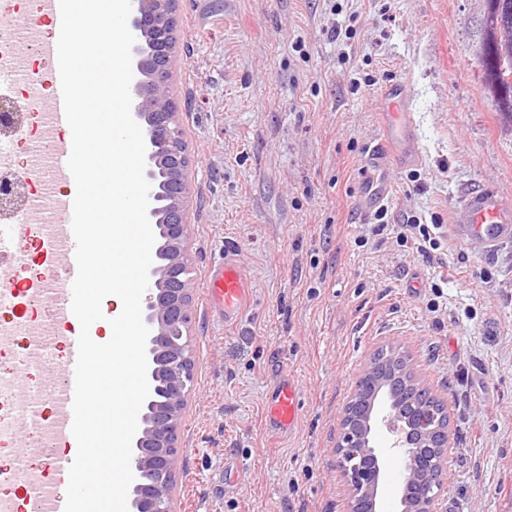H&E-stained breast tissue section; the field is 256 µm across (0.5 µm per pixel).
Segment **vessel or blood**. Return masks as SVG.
Segmentation results:
<instances>
[{
  "instance_id": "1",
  "label": "vessel or blood",
  "mask_w": 512,
  "mask_h": 512,
  "mask_svg": "<svg viewBox=\"0 0 512 512\" xmlns=\"http://www.w3.org/2000/svg\"><path fill=\"white\" fill-rule=\"evenodd\" d=\"M380 95L385 102V110L379 115L381 141L367 151L359 182L358 206L365 213L385 205L392 192L389 180L392 168L413 167L422 160L411 112L408 81L393 80L381 89ZM70 151L71 143L67 140L49 147L47 162L52 179L72 183L73 178L67 167ZM73 200L74 196L70 193L50 198L51 210L62 215L64 221L47 225L42 239L44 257L54 261L47 288L52 301L51 320L64 328L75 321L71 312L72 283L77 274L76 244L71 222ZM454 220L464 225L467 239L479 241L485 249L512 240V202L504 200L494 190L482 188L469 192L455 211ZM205 293L207 308L212 313L226 311L240 315L246 311L252 290L233 255H225L224 259L209 268ZM66 343L70 354L63 365L60 384L51 393L54 410L51 429L57 440L70 443L74 440L71 425L77 339L67 337ZM296 406V388L292 381H284L266 405L265 416L271 431L283 433L293 430ZM75 457L72 451L53 457L41 477L25 482L27 512H64L65 500L55 493L54 486L58 481L67 479Z\"/></svg>"
}]
</instances>
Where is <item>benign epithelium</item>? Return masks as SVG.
Returning a JSON list of instances; mask_svg holds the SVG:
<instances>
[{
    "mask_svg": "<svg viewBox=\"0 0 512 512\" xmlns=\"http://www.w3.org/2000/svg\"><path fill=\"white\" fill-rule=\"evenodd\" d=\"M132 2V116L146 144L145 175L151 185L148 217L157 247L142 307L150 329L146 343L150 394L132 442L134 481L129 488V512H172L177 433L194 368L190 322L195 281L187 275L191 265L186 219L190 154L169 95L176 60V0ZM391 374L397 375L394 367L370 358L358 381L374 379L372 399L360 407L355 390L343 410L335 456L348 488V512H377L383 454L375 447L374 435L381 427L389 437L387 451L406 467L403 512H443L439 452L451 444L453 426L435 407L410 394L402 392L390 398Z\"/></svg>",
    "mask_w": 512,
    "mask_h": 512,
    "instance_id": "1",
    "label": "benign epithelium"
}]
</instances>
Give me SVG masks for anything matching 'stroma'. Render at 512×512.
Wrapping results in <instances>:
<instances>
[{"label":"stroma","mask_w":512,"mask_h":512,"mask_svg":"<svg viewBox=\"0 0 512 512\" xmlns=\"http://www.w3.org/2000/svg\"><path fill=\"white\" fill-rule=\"evenodd\" d=\"M485 0H178L170 84L193 153L194 381L172 512H347L334 448L373 351L409 354L454 428L447 512H512V241L467 242L454 207L512 202V116L479 60ZM409 81L424 153L392 170L389 227L356 205L380 87ZM436 223L425 258L397 227ZM237 259L239 323L207 313L206 268ZM297 385L292 431L265 404Z\"/></svg>","instance_id":"35a3bbf8"}]
</instances>
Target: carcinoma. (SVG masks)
Returning <instances> with one entry per match:
<instances>
[{
  "label": "carcinoma",
  "instance_id": "cac0c4a2",
  "mask_svg": "<svg viewBox=\"0 0 512 512\" xmlns=\"http://www.w3.org/2000/svg\"><path fill=\"white\" fill-rule=\"evenodd\" d=\"M481 59L501 112H512V0H487Z\"/></svg>",
  "mask_w": 512,
  "mask_h": 512
}]
</instances>
